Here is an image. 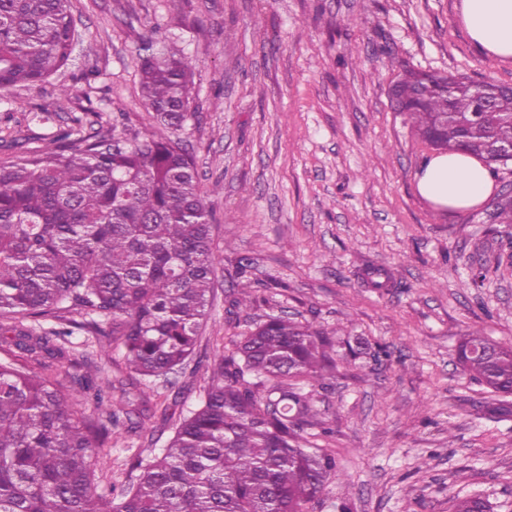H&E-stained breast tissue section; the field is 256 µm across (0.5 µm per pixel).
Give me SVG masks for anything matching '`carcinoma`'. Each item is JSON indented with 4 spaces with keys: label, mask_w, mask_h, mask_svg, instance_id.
<instances>
[{
    "label": "carcinoma",
    "mask_w": 512,
    "mask_h": 512,
    "mask_svg": "<svg viewBox=\"0 0 512 512\" xmlns=\"http://www.w3.org/2000/svg\"><path fill=\"white\" fill-rule=\"evenodd\" d=\"M74 37L70 0H0V96L41 83L67 64ZM139 92L157 122L176 132L194 116L192 61L149 43ZM404 70L392 86L411 129L443 152L497 164L493 146L512 142V92ZM59 131L48 144L0 164V512H303L335 472L311 449L308 430L331 431L316 396L338 365L363 369L370 344L358 336L269 315L205 365L200 406L121 492H98L99 453L112 443L123 400L87 374L56 378L28 370L24 356L55 358L70 329L40 334L27 318L71 321L102 336L99 357L124 351L131 372L166 378L193 360L219 264L211 213L198 192L194 157L153 130L132 137ZM240 278L233 306L256 303ZM457 364L492 396L477 410L512 418V344L477 331L463 336Z\"/></svg>",
    "instance_id": "1"
}]
</instances>
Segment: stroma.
<instances>
[{"label": "stroma", "instance_id": "35a3bbf8", "mask_svg": "<svg viewBox=\"0 0 512 512\" xmlns=\"http://www.w3.org/2000/svg\"><path fill=\"white\" fill-rule=\"evenodd\" d=\"M459 3L70 0L69 64L0 99L3 163L17 144L74 124L84 136L153 125L138 89L144 40L192 59L194 116L179 137L221 258L201 353L217 358L252 321L280 314L391 352L363 373L339 370L320 392L334 432L311 443L336 475L305 512H449L472 495L512 512V420L477 419L487 393L456 365L470 331L512 344V224L495 217L512 164L495 169L484 205L433 209L416 190L433 150L390 98L406 69L512 84V59L475 45ZM43 109L48 120H34ZM243 258L260 297L246 313L231 306ZM369 267L390 271L393 288L362 285ZM101 367L98 385L129 401L132 424L98 463L102 487H121L131 462L157 454L197 407L204 381L132 379L119 350Z\"/></svg>", "mask_w": 512, "mask_h": 512}]
</instances>
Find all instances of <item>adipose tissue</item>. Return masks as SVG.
Wrapping results in <instances>:
<instances>
[{
	"mask_svg": "<svg viewBox=\"0 0 512 512\" xmlns=\"http://www.w3.org/2000/svg\"><path fill=\"white\" fill-rule=\"evenodd\" d=\"M459 17L476 46L500 58H512V0H461ZM416 188L425 201L448 210L482 205L495 192L492 171L464 154H437L424 162Z\"/></svg>",
	"mask_w": 512,
	"mask_h": 512,
	"instance_id": "1",
	"label": "adipose tissue"
}]
</instances>
